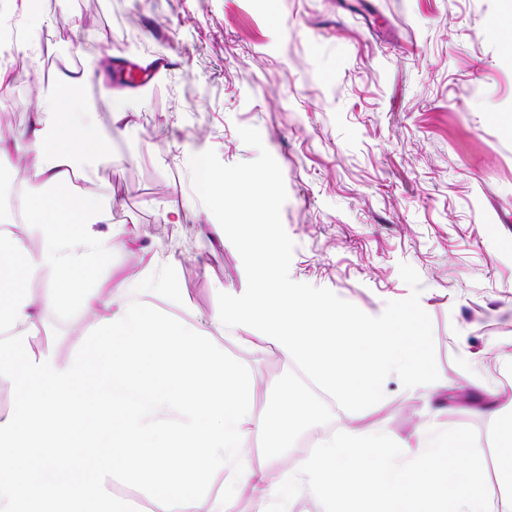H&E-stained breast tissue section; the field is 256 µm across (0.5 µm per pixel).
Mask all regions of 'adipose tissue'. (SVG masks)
<instances>
[{
  "mask_svg": "<svg viewBox=\"0 0 512 512\" xmlns=\"http://www.w3.org/2000/svg\"><path fill=\"white\" fill-rule=\"evenodd\" d=\"M95 75L62 76L35 103L34 128L20 163L0 146L23 188L20 210L39 242L0 230V384L11 412L0 419V512H117L115 485L133 488L160 512H229L213 495L214 478L249 496L258 512H290L308 485L324 512H512V443L501 450V478L485 482L467 435L448 443V461L429 452L434 433L419 428L399 460L366 466L377 435L345 429L316 455L297 457L270 480L251 443L276 431L290 442L312 416L308 403L284 397L275 415L255 416L252 387L201 330L159 312L149 289L122 282L88 287L79 271L129 250V232L108 228V212L73 179L84 161L112 151L113 129L143 99L112 101L113 128L86 121L77 89ZM44 282L40 296L31 283ZM72 304L92 329L75 357L59 359L24 345L40 309Z\"/></svg>",
  "mask_w": 512,
  "mask_h": 512,
  "instance_id": "adipose-tissue-1",
  "label": "adipose tissue"
}]
</instances>
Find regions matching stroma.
Here are the masks:
<instances>
[{
	"instance_id": "obj_1",
	"label": "stroma",
	"mask_w": 512,
	"mask_h": 512,
	"mask_svg": "<svg viewBox=\"0 0 512 512\" xmlns=\"http://www.w3.org/2000/svg\"><path fill=\"white\" fill-rule=\"evenodd\" d=\"M40 54L64 69L95 62L80 89L98 125L112 99L144 97L107 160L78 179L118 229L140 233L93 269L92 288L144 278L171 282L179 304L158 309L202 326L217 295L244 293L242 259L229 240L194 217H164L195 198L192 151L226 165L256 159L238 127H254L282 169L283 226L295 243L292 280L324 287L371 316L408 296L400 263L422 283L439 374L447 386L404 388L359 412L332 406V420L306 430L323 446L343 428L380 432L381 456H400L418 427L440 433V458L458 433L486 479L497 477L508 438L496 396L512 394V0H49ZM61 69V70H64ZM61 70L34 67L11 82L0 133L21 155L29 103L56 88ZM159 261L143 272L141 253ZM38 348L73 356L89 321L44 309ZM252 328L212 333L211 346L253 384L264 414L276 381L296 365Z\"/></svg>"
}]
</instances>
